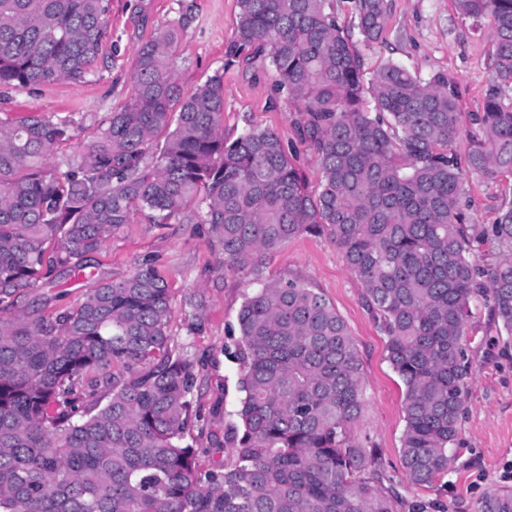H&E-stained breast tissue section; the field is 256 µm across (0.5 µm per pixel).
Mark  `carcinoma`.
I'll list each match as a JSON object with an SVG mask.
<instances>
[{
	"mask_svg": "<svg viewBox=\"0 0 512 512\" xmlns=\"http://www.w3.org/2000/svg\"><path fill=\"white\" fill-rule=\"evenodd\" d=\"M491 18L492 88L479 132L461 135L459 93L394 61L366 75L358 43L386 32L387 0H238L236 35L297 104L298 150L266 128L224 138V75L190 93L168 26L135 54L132 93L92 139L50 164L70 120L0 122V512H403L406 502L350 434L365 398L357 345L309 284L278 280L246 295L230 431L235 461L207 471L184 443L193 365L174 357L168 282L150 260L103 280L51 318L11 312L26 290L81 270L137 214L208 225L227 269L263 264L302 233H328L359 281L405 387L401 464L408 480L448 471L471 382L470 300L492 294L512 344V203L489 228L467 221L466 176L512 172V0H454ZM110 0H0V86L90 72L109 39ZM374 108H369L366 96ZM196 211H189L190 206ZM506 250L482 267L473 242ZM479 512H512V492Z\"/></svg>",
	"mask_w": 512,
	"mask_h": 512,
	"instance_id": "carcinoma-1",
	"label": "carcinoma"
}]
</instances>
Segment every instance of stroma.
<instances>
[{
    "mask_svg": "<svg viewBox=\"0 0 512 512\" xmlns=\"http://www.w3.org/2000/svg\"><path fill=\"white\" fill-rule=\"evenodd\" d=\"M237 0H111L112 47L81 81L60 80L28 87H0V121L19 122L57 115L70 119V139L51 164L74 156L89 142L100 119L127 101L138 45L159 28L177 26L181 40L175 69L185 90L207 77L224 76V135L233 139L252 126L270 128L283 141L296 137L294 107L270 108L276 73L245 69L246 51L236 37ZM490 19L462 16L453 0H388L385 41L361 46L368 68L387 59L429 77L443 73L457 83L462 129H470L492 85ZM467 218L494 224L503 204L512 202V172L467 178ZM153 259L172 292L169 324L173 356L188 359L196 382L190 395L193 427L186 441L197 450L199 469L232 463L236 448L227 437L241 394L233 357L237 315L245 295L257 289L250 275L218 270L217 252L201 224L158 225L137 217L92 254L76 276L52 288L26 290L15 306L25 316L47 317L81 302L102 280L128 276ZM265 280L300 279L335 306L355 339L362 363L365 407L351 432L379 462L403 498L424 504L425 512H478L485 493L512 490V347L494 321L490 293L471 302L466 348L472 364L469 395L447 472L418 486L400 460L405 388L386 359V338L362 301V290L328 234L291 239L264 266ZM196 331H189L190 323Z\"/></svg>",
    "mask_w": 512,
    "mask_h": 512,
    "instance_id": "35a3bbf8",
    "label": "stroma"
}]
</instances>
